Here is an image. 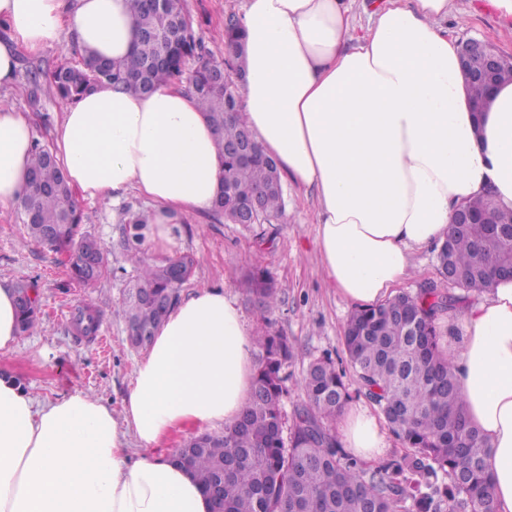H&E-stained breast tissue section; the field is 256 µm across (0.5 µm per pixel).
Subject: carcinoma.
Returning <instances> with one entry per match:
<instances>
[{
  "mask_svg": "<svg viewBox=\"0 0 512 512\" xmlns=\"http://www.w3.org/2000/svg\"><path fill=\"white\" fill-rule=\"evenodd\" d=\"M139 24V42L130 65L85 56L80 66L55 69L46 82L27 71L34 91L45 90L73 102L98 84L122 86L136 94L162 81L188 84L198 98L218 140L224 176L214 211L228 219L257 210V221L270 224L286 208L277 163L254 150L241 161L229 148L244 136L238 80L245 78L241 58L242 26L234 19L225 30L230 56L206 57L196 40L184 0H131ZM197 59L188 70L185 61ZM31 192L23 207L30 237L67 257L69 279L90 284L108 274L106 246L81 231V214L71 187L62 178L50 150L34 144ZM147 219L125 228L128 257L136 269L124 299L127 324L157 330L179 300L178 286L192 275L189 254L160 262L143 256ZM512 258V243L493 234L489 224H472L439 246L437 272L448 281V268L465 272L456 283L461 295L431 280L414 294L354 310L343 330V353L389 429L407 452L371 471L340 447L334 433L336 414L350 400L345 371L326 354L309 361L300 388L305 404L296 410L289 440L283 438L282 370L303 353L288 337L271 329L279 302L269 275L249 268L246 293L266 324L256 336L259 350L252 391L238 423L221 435L188 437L176 449L180 462L208 490L216 512H495L484 471L489 441L468 418L449 353L440 342L443 315L457 309L471 293L483 294L495 271ZM20 335L39 323L40 301L17 302ZM77 331L92 338L99 329L93 299L75 316Z\"/></svg>",
  "mask_w": 512,
  "mask_h": 512,
  "instance_id": "1",
  "label": "carcinoma"
}]
</instances>
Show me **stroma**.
<instances>
[{
  "mask_svg": "<svg viewBox=\"0 0 512 512\" xmlns=\"http://www.w3.org/2000/svg\"><path fill=\"white\" fill-rule=\"evenodd\" d=\"M244 4L245 0H185L208 57L223 58L226 21L241 17ZM453 4L444 25L457 41L479 38L512 54V17L495 11L487 0H453ZM82 60L69 39L22 59L23 72L7 96L20 111L34 116L35 138L43 145H51L63 106L47 93H33L24 72H49L58 64L77 65ZM285 200V213L273 224H233L212 214L199 224L172 225L170 255L188 253L196 259L194 274L181 286L180 295L189 297L202 286L223 288L241 310L249 330L257 331L261 323L254 302L238 279L246 267H261L269 271L280 292L273 329L309 355L328 352L342 359L340 337L352 307L324 278L315 242L316 196L289 186ZM79 207L83 231L106 244L110 269L105 278L88 286L70 281L60 256L29 238L20 210L0 216V279L14 285L37 284L42 310L37 332L20 337L11 353L0 354V371L19 378L35 399L53 401L79 388L117 412L142 355L129 345L119 310L135 275L123 228L129 213L146 209L147 204L130 192L116 205L97 199L80 202ZM88 298L101 314L100 337L91 342L78 339L72 327L74 312Z\"/></svg>",
  "mask_w": 512,
  "mask_h": 512,
  "instance_id": "obj_1",
  "label": "stroma"
}]
</instances>
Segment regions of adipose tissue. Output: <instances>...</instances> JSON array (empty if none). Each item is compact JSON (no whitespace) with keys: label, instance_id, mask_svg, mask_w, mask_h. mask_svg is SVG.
<instances>
[{"label":"adipose tissue","instance_id":"ef3b65f1","mask_svg":"<svg viewBox=\"0 0 512 512\" xmlns=\"http://www.w3.org/2000/svg\"><path fill=\"white\" fill-rule=\"evenodd\" d=\"M452 0H384L357 30L351 0H246L241 117L293 186L316 193V245L344 300H391L417 251L448 239L455 210L482 197L512 210V82L474 114L443 21ZM70 38L127 62L130 0H0V90L22 56ZM31 113L0 105V210L29 190ZM51 151L83 199L136 191L151 207L149 249L213 208L224 171L216 135L184 86L147 95L99 85L63 110ZM452 357L468 416L490 442L496 512H512V279L465 307ZM253 338L223 289L176 302L137 362L121 413L87 391L40 402L0 379V512H212L203 486L163 448L172 432L233 427L256 366ZM344 448H388L362 407L336 417ZM141 453L131 458L128 437Z\"/></svg>","mask_w":512,"mask_h":512}]
</instances>
